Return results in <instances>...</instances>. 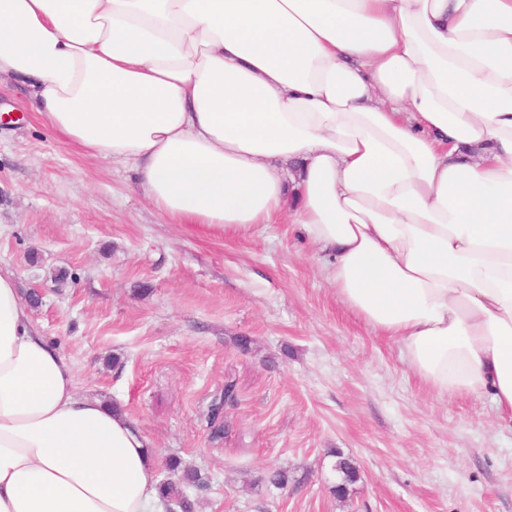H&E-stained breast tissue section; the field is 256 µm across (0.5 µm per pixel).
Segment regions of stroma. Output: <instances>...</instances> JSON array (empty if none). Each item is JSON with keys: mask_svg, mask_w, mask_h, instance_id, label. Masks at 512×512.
Returning <instances> with one entry per match:
<instances>
[{"mask_svg": "<svg viewBox=\"0 0 512 512\" xmlns=\"http://www.w3.org/2000/svg\"><path fill=\"white\" fill-rule=\"evenodd\" d=\"M0 270L41 293L33 317L79 391L153 440L159 481L172 456L200 473L193 512H512V424L490 397L430 392L338 299L298 225L185 232L131 173L58 140L7 74ZM339 453L358 470L343 496ZM277 469L286 487L269 483Z\"/></svg>", "mask_w": 512, "mask_h": 512, "instance_id": "obj_1", "label": "stroma"}]
</instances>
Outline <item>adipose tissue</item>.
<instances>
[{"label":"adipose tissue","instance_id":"1","mask_svg":"<svg viewBox=\"0 0 512 512\" xmlns=\"http://www.w3.org/2000/svg\"><path fill=\"white\" fill-rule=\"evenodd\" d=\"M185 231L284 211L438 397L512 421V0H0V74ZM0 271V512H163Z\"/></svg>","mask_w":512,"mask_h":512}]
</instances>
